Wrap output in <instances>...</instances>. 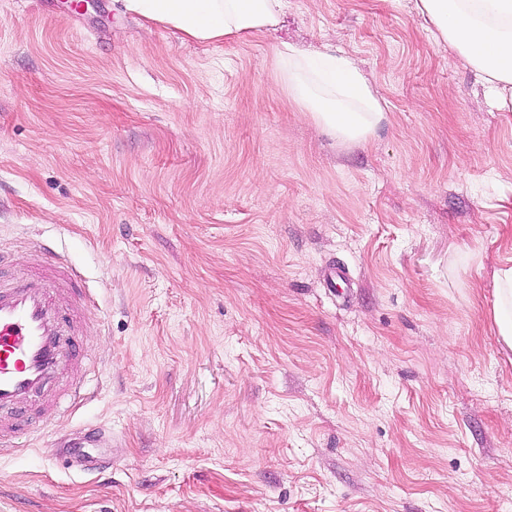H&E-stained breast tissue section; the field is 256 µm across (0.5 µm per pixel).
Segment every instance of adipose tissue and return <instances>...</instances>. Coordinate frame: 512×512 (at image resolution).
<instances>
[{
  "label": "adipose tissue",
  "instance_id": "adipose-tissue-1",
  "mask_svg": "<svg viewBox=\"0 0 512 512\" xmlns=\"http://www.w3.org/2000/svg\"><path fill=\"white\" fill-rule=\"evenodd\" d=\"M146 20L167 24L201 41L261 33L287 0H126ZM432 36L452 59L483 79L498 110L512 112V0H415ZM288 88L303 111L338 140L366 142L384 116L383 97L349 56L310 55L293 45L276 50ZM493 320L512 348V267L494 273Z\"/></svg>",
  "mask_w": 512,
  "mask_h": 512
}]
</instances>
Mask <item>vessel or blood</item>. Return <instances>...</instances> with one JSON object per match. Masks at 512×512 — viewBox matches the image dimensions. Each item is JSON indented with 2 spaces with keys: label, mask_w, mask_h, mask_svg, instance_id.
I'll list each match as a JSON object with an SVG mask.
<instances>
[{
  "label": "vessel or blood",
  "mask_w": 512,
  "mask_h": 512,
  "mask_svg": "<svg viewBox=\"0 0 512 512\" xmlns=\"http://www.w3.org/2000/svg\"><path fill=\"white\" fill-rule=\"evenodd\" d=\"M86 307L79 272L47 251L30 258L25 278L0 280L1 445L20 431L6 410L27 402L56 409L77 396L78 387L61 381L78 369L75 340L85 333Z\"/></svg>",
  "instance_id": "b4317fda"
}]
</instances>
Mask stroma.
I'll use <instances>...</instances> for the list:
<instances>
[{
    "mask_svg": "<svg viewBox=\"0 0 512 512\" xmlns=\"http://www.w3.org/2000/svg\"><path fill=\"white\" fill-rule=\"evenodd\" d=\"M413 5L288 0L198 42L0 0V247L90 297V394L0 447V512H512V112ZM283 43L357 62L367 142L301 111ZM494 283L493 320L502 341L512 348V267L496 270Z\"/></svg>",
    "mask_w": 512,
    "mask_h": 512,
    "instance_id": "35a3bbf8",
    "label": "stroma"
}]
</instances>
